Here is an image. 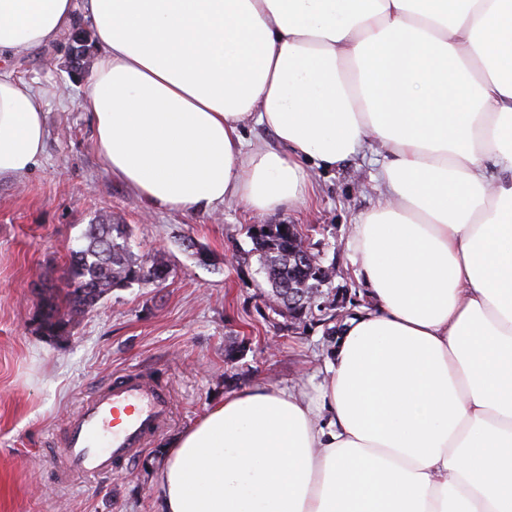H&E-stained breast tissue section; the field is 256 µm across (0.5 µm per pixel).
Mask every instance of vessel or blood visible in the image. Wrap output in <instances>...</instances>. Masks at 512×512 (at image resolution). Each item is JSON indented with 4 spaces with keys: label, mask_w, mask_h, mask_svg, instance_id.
<instances>
[{
    "label": "vessel or blood",
    "mask_w": 512,
    "mask_h": 512,
    "mask_svg": "<svg viewBox=\"0 0 512 512\" xmlns=\"http://www.w3.org/2000/svg\"><path fill=\"white\" fill-rule=\"evenodd\" d=\"M169 413V395L154 380L135 372L114 377L70 418L65 438L66 469L111 473L117 463L138 455Z\"/></svg>",
    "instance_id": "b4317fda"
}]
</instances>
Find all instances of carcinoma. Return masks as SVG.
Returning a JSON list of instances; mask_svg holds the SVG:
<instances>
[{
	"instance_id": "cac0c4a2",
	"label": "carcinoma",
	"mask_w": 512,
	"mask_h": 512,
	"mask_svg": "<svg viewBox=\"0 0 512 512\" xmlns=\"http://www.w3.org/2000/svg\"><path fill=\"white\" fill-rule=\"evenodd\" d=\"M127 237L125 224L100 219L87 225L82 245L70 253V288L63 296L50 289L44 291L37 315L42 335L63 342L78 318L112 290L169 274L164 263L154 262L147 267L133 258L127 249ZM251 239L268 284L280 293H285L290 281L319 289L331 280L333 268L323 265L320 254L310 252L307 263L292 259L301 247L294 225L262 224Z\"/></svg>"
}]
</instances>
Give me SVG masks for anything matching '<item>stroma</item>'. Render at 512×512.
Segmentation results:
<instances>
[{
    "label": "stroma",
    "instance_id": "1",
    "mask_svg": "<svg viewBox=\"0 0 512 512\" xmlns=\"http://www.w3.org/2000/svg\"><path fill=\"white\" fill-rule=\"evenodd\" d=\"M97 53L93 29L81 26L7 60L42 94L47 137L27 174L0 180V512H159L168 444L226 394L262 384L314 393L336 337L315 318L270 309L251 224L307 231L334 270L326 290L340 318L369 303L349 241L353 224L382 200L380 155L366 150L332 170L310 168L309 204L262 217L234 199L196 214L147 206L99 156L80 107ZM103 215L127 225L140 262L163 259L169 276L113 290L67 342H56L38 330L41 293L67 290L68 254ZM130 370L167 388V421L112 475L63 474L68 417Z\"/></svg>",
    "mask_w": 512,
    "mask_h": 512
}]
</instances>
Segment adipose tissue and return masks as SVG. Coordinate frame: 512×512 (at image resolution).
Here are the masks:
<instances>
[{
	"mask_svg": "<svg viewBox=\"0 0 512 512\" xmlns=\"http://www.w3.org/2000/svg\"><path fill=\"white\" fill-rule=\"evenodd\" d=\"M82 22L96 151L148 203L269 214L309 167L386 159L350 239L375 304L316 398L225 396L171 443L161 512H512V0H0V54ZM44 116L0 69V180Z\"/></svg>",
	"mask_w": 512,
	"mask_h": 512,
	"instance_id": "ef3b65f1",
	"label": "adipose tissue"
}]
</instances>
